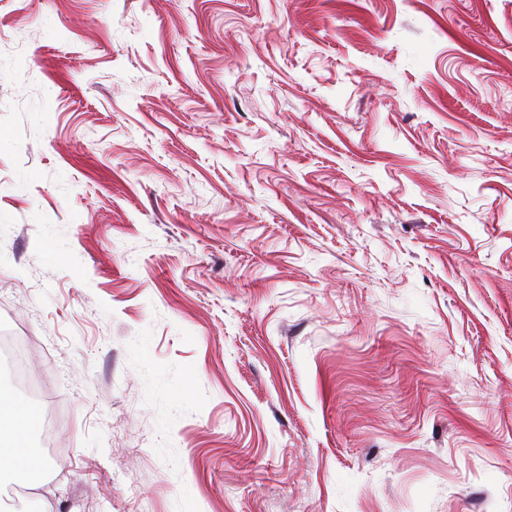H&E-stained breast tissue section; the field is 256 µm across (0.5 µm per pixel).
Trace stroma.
I'll return each mask as SVG.
<instances>
[{
  "label": "stroma",
  "mask_w": 512,
  "mask_h": 512,
  "mask_svg": "<svg viewBox=\"0 0 512 512\" xmlns=\"http://www.w3.org/2000/svg\"><path fill=\"white\" fill-rule=\"evenodd\" d=\"M1 334L32 512H512V0H0ZM37 421L36 411L21 405L13 407L7 413L0 410V456H17L24 463L26 470H40V456L33 448H28L24 441V436L33 430ZM4 432H7L9 442L3 439Z\"/></svg>",
  "instance_id": "35a3bbf8"
}]
</instances>
